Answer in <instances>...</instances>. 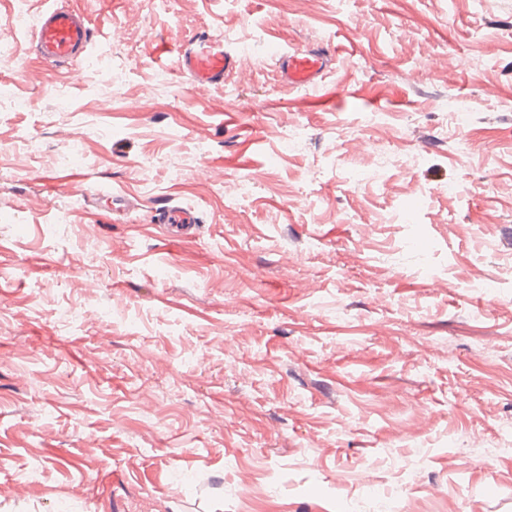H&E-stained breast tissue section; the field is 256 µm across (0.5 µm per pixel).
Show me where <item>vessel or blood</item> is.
<instances>
[{"label":"vessel or blood","instance_id":"obj_1","mask_svg":"<svg viewBox=\"0 0 512 512\" xmlns=\"http://www.w3.org/2000/svg\"><path fill=\"white\" fill-rule=\"evenodd\" d=\"M91 44V27L86 14L70 8L59 0L40 18L32 45L42 62L60 66L84 54ZM331 54L325 49H298L278 53L276 70L282 82L304 88L317 87L328 68ZM175 69L186 75L193 88L206 90L223 83L224 76L237 63L221 39L201 35L182 44L173 59ZM159 223L169 225L180 235L196 232V216L188 208L166 203L157 215Z\"/></svg>","mask_w":512,"mask_h":512}]
</instances>
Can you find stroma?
Instances as JSON below:
<instances>
[{
	"label": "stroma",
	"instance_id": "1",
	"mask_svg": "<svg viewBox=\"0 0 512 512\" xmlns=\"http://www.w3.org/2000/svg\"><path fill=\"white\" fill-rule=\"evenodd\" d=\"M69 2L0 0V512H512V0ZM91 32L86 14L62 1L41 16L32 45L44 64L65 65L88 50ZM237 58L224 49L223 39L201 35L182 44L173 63L190 79L193 88L206 90L224 82V74L233 69ZM332 54L325 49H297L288 54L279 52L276 70L283 83L296 87L316 88L328 69ZM159 224H169L171 230L180 235H194L196 233L195 214L188 208L167 202L157 215Z\"/></svg>",
	"mask_w": 512,
	"mask_h": 512
}]
</instances>
